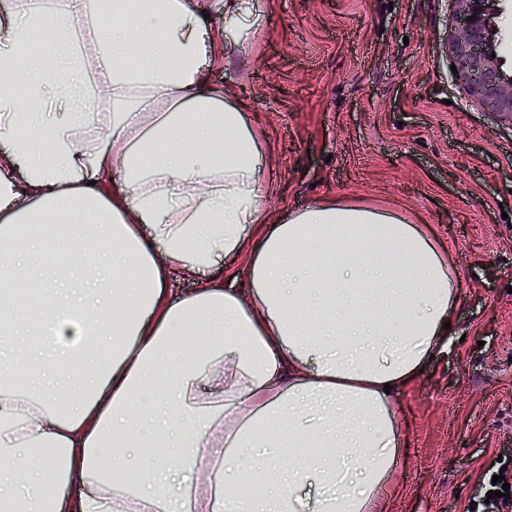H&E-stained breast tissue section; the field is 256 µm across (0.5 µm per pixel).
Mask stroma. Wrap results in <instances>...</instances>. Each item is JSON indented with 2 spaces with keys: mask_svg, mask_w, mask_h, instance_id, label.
<instances>
[{
  "mask_svg": "<svg viewBox=\"0 0 512 512\" xmlns=\"http://www.w3.org/2000/svg\"><path fill=\"white\" fill-rule=\"evenodd\" d=\"M453 0H242L213 15L207 66L264 144L282 215L323 199L422 225L458 273L455 342L400 395L404 453L384 512H466L486 464L512 470V125L472 100L446 50ZM163 273L171 296L237 267Z\"/></svg>",
  "mask_w": 512,
  "mask_h": 512,
  "instance_id": "1",
  "label": "stroma"
}]
</instances>
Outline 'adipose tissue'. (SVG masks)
I'll use <instances>...</instances> for the list:
<instances>
[{"label": "adipose tissue", "mask_w": 512, "mask_h": 512, "mask_svg": "<svg viewBox=\"0 0 512 512\" xmlns=\"http://www.w3.org/2000/svg\"><path fill=\"white\" fill-rule=\"evenodd\" d=\"M75 2L0 19V82L35 61L41 29L71 59L45 76L52 117L0 92V512H382L402 454L394 401L449 348L447 259L377 209L269 213L257 134L204 75L206 0H107L94 36L112 151L79 150ZM245 250L246 291L170 296L163 265L193 274ZM18 336L68 387L16 375Z\"/></svg>", "instance_id": "ef3b65f1"}]
</instances>
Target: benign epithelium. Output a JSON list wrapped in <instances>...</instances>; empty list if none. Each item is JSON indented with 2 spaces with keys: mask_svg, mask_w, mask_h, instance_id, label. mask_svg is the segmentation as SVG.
Instances as JSON below:
<instances>
[{
  "mask_svg": "<svg viewBox=\"0 0 512 512\" xmlns=\"http://www.w3.org/2000/svg\"><path fill=\"white\" fill-rule=\"evenodd\" d=\"M505 0H456L460 20L448 36V51L467 93L512 125V74L497 51L500 33L494 19Z\"/></svg>",
  "mask_w": 512,
  "mask_h": 512,
  "instance_id": "obj_1",
  "label": "benign epithelium"
}]
</instances>
